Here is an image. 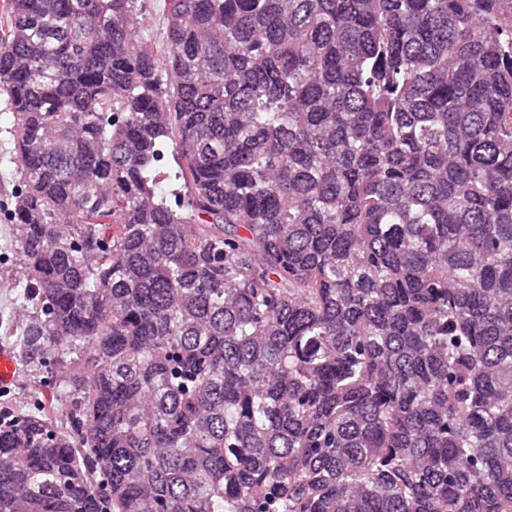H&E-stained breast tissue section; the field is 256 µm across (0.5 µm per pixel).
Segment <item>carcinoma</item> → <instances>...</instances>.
Here are the masks:
<instances>
[{
	"instance_id": "cac0c4a2",
	"label": "carcinoma",
	"mask_w": 512,
	"mask_h": 512,
	"mask_svg": "<svg viewBox=\"0 0 512 512\" xmlns=\"http://www.w3.org/2000/svg\"><path fill=\"white\" fill-rule=\"evenodd\" d=\"M136 2L0 0V512H512V0ZM137 8H141V13L146 18L147 29H149L157 39H160L163 33L165 0L138 1ZM12 113L3 98L0 99V390L8 391L18 378L16 386L6 396H0V407L4 401L17 410H25L33 400L39 379L16 362V338L20 335L19 316L23 310L22 288L18 282L23 274L13 251L12 223L8 218L11 199L17 185L16 163L10 130ZM7 347H4V346ZM12 350H11V349ZM14 352V353H13ZM19 360V357H18Z\"/></svg>"
}]
</instances>
